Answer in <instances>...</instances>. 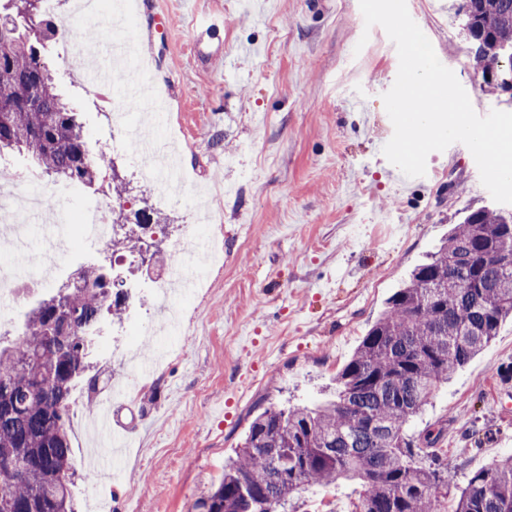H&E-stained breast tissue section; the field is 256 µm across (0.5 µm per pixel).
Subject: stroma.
<instances>
[{
  "label": "stroma",
  "mask_w": 512,
  "mask_h": 512,
  "mask_svg": "<svg viewBox=\"0 0 512 512\" xmlns=\"http://www.w3.org/2000/svg\"><path fill=\"white\" fill-rule=\"evenodd\" d=\"M412 19L474 102L475 112H512V95H488L467 55L455 15L458 0H406ZM138 59L150 61L167 112L154 124L177 143L183 173L222 232L200 227L202 242L219 236L223 261L175 299L180 333L152 338L163 359L145 376L119 352L132 327L152 326L153 276L188 224L187 205H161L126 141L63 64L64 43L48 57L60 90L78 110L90 155L106 154L128 184L123 198L86 185L40 176L28 158L11 161L39 175L48 198L69 211V251L45 285L22 284L6 310L21 326L33 304L94 264L116 262L132 300L122 322L104 321L95 343L96 390L79 382L72 402L94 416L98 399L136 428L123 459L106 465L110 480L84 479L85 432L69 425L77 476L76 512L97 501L124 512H198L224 476L225 459L252 417L268 406H311L334 387L390 296L459 223L465 210L491 203L469 149L461 143L429 154L426 174L394 189L384 145L394 129L382 95L399 58L383 27L366 26L359 0H138ZM442 172L433 181L434 172ZM124 223L138 212L166 219L155 230L152 266L125 260L108 245L86 243L78 219L100 200ZM512 364V321L467 365L441 384L411 429L440 432L434 450L455 483L512 454V383L498 374ZM131 399L119 391L131 380ZM361 487H312L292 501L295 512H352Z\"/></svg>",
  "instance_id": "obj_1"
}]
</instances>
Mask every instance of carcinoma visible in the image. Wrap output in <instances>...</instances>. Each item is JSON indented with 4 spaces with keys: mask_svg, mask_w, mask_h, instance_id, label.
I'll return each mask as SVG.
<instances>
[{
    "mask_svg": "<svg viewBox=\"0 0 512 512\" xmlns=\"http://www.w3.org/2000/svg\"><path fill=\"white\" fill-rule=\"evenodd\" d=\"M16 16L42 0H9ZM468 57L482 82L512 92L490 69L512 53V0H463ZM67 30L46 22L26 34L0 20V152L25 151L49 177L90 184L103 164L86 158L83 127L56 93L44 43ZM40 88L38 106L25 99ZM137 223L112 246L134 249ZM33 308L0 346V512H74L75 467L67 430L71 394L89 370L102 315L121 320L127 296L110 294L103 267ZM512 319V209H468L430 258L416 266L336 375V398L313 408L269 406L250 422L204 512H288L315 486L355 481L353 512H512V455L451 484L436 455H421L409 423L439 384Z\"/></svg>",
    "mask_w": 512,
    "mask_h": 512,
    "instance_id": "obj_1",
    "label": "carcinoma"
}]
</instances>
